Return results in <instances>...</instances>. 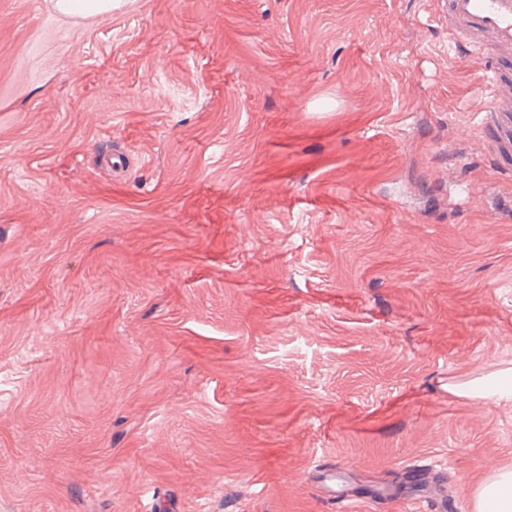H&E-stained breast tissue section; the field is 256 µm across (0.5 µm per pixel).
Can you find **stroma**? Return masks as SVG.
Here are the masks:
<instances>
[{"instance_id":"35a3bbf8","label":"stroma","mask_w":512,"mask_h":512,"mask_svg":"<svg viewBox=\"0 0 512 512\" xmlns=\"http://www.w3.org/2000/svg\"><path fill=\"white\" fill-rule=\"evenodd\" d=\"M53 4L0 0V512H473L512 112L436 0ZM112 0H56L55 8L64 15H106L112 13ZM484 70L486 87L489 93V101L485 106V111L498 112L502 108V99L500 96L502 75L499 72L497 63L490 59L485 63Z\"/></svg>"}]
</instances>
